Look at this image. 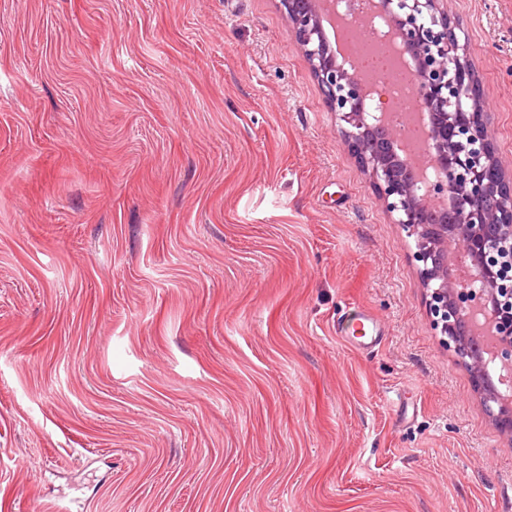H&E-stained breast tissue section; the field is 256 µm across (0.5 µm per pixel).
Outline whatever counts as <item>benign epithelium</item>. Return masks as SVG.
<instances>
[{"mask_svg": "<svg viewBox=\"0 0 512 512\" xmlns=\"http://www.w3.org/2000/svg\"><path fill=\"white\" fill-rule=\"evenodd\" d=\"M440 0H359L357 23L381 26L408 66L424 119L426 155L435 172L429 182L419 163L397 151L385 102L371 111L377 87L337 62L324 22L338 0H280L295 39L326 102L346 124L345 141L367 169L390 212L414 240V259L428 285L434 329L458 360L467 363L475 390L494 419L512 434V407L501 401L469 340L486 337L502 367L512 368V185L505 183L489 143L490 116L483 111L464 48ZM460 246L483 281L478 288L442 272L438 254Z\"/></svg>", "mask_w": 512, "mask_h": 512, "instance_id": "benign-epithelium-1", "label": "benign epithelium"}]
</instances>
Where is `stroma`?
<instances>
[{"label":"stroma","instance_id":"35a3bbf8","mask_svg":"<svg viewBox=\"0 0 512 512\" xmlns=\"http://www.w3.org/2000/svg\"><path fill=\"white\" fill-rule=\"evenodd\" d=\"M442 7L512 178V0ZM395 219L278 0H0V512H512ZM357 319L371 323L372 329L371 334L367 336V332L364 330V323H362V333L360 336H355L356 329L345 326L344 324H338L336 326V332L342 337H346L348 340L356 341V344L362 348L375 347L380 345L383 341V334L381 328L374 322V319L363 311H360L356 315Z\"/></svg>","mask_w":512,"mask_h":512}]
</instances>
